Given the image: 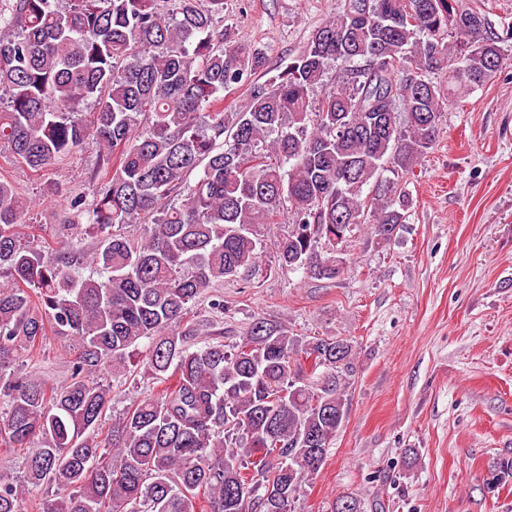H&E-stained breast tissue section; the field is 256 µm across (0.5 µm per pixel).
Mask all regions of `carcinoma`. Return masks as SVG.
Instances as JSON below:
<instances>
[{"label":"carcinoma","instance_id":"1","mask_svg":"<svg viewBox=\"0 0 512 512\" xmlns=\"http://www.w3.org/2000/svg\"><path fill=\"white\" fill-rule=\"evenodd\" d=\"M490 13L345 0L271 76L219 25L224 0H0V147L39 172L92 145L101 174L52 246L29 240L30 202L0 176V444L28 449L24 480L0 471V512L39 484L44 512H294L344 425L356 345L258 318L226 346L189 314L257 266L275 224L290 226L278 266L320 280L344 274L355 232L389 241L445 101L509 60L512 23L494 31ZM49 330L78 346L62 384L20 365ZM138 364L164 388L102 439L113 387L91 376ZM510 478L502 459L488 486Z\"/></svg>","mask_w":512,"mask_h":512}]
</instances>
